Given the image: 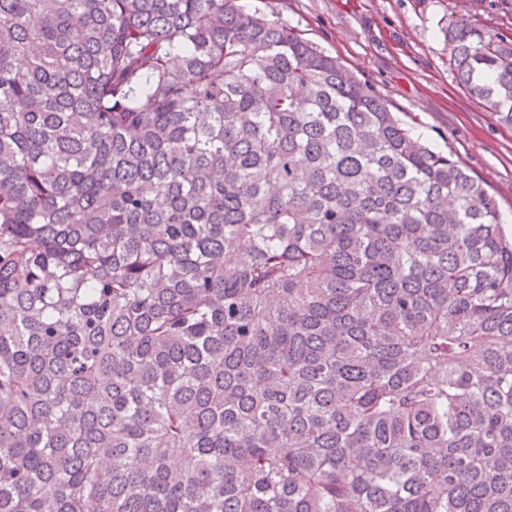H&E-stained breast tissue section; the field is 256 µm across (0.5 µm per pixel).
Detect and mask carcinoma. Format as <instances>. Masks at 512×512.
Masks as SVG:
<instances>
[{
    "mask_svg": "<svg viewBox=\"0 0 512 512\" xmlns=\"http://www.w3.org/2000/svg\"><path fill=\"white\" fill-rule=\"evenodd\" d=\"M0 512H512L498 201L239 0H0Z\"/></svg>",
    "mask_w": 512,
    "mask_h": 512,
    "instance_id": "1",
    "label": "carcinoma"
}]
</instances>
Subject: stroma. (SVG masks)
Instances as JSON below:
<instances>
[{"mask_svg":"<svg viewBox=\"0 0 512 512\" xmlns=\"http://www.w3.org/2000/svg\"><path fill=\"white\" fill-rule=\"evenodd\" d=\"M280 20L368 83L412 131L450 152L512 230V125L459 81L445 31L465 18L512 40V0H240Z\"/></svg>","mask_w":512,"mask_h":512,"instance_id":"stroma-1","label":"stroma"}]
</instances>
